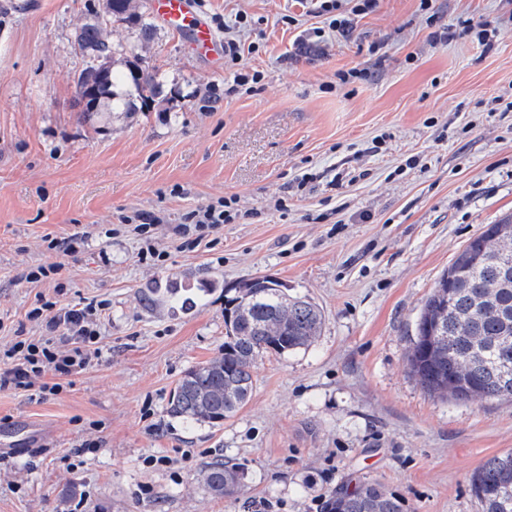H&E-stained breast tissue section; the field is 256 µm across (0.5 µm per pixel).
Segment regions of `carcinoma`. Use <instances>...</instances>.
<instances>
[{
	"instance_id": "cac0c4a2",
	"label": "carcinoma",
	"mask_w": 512,
	"mask_h": 512,
	"mask_svg": "<svg viewBox=\"0 0 512 512\" xmlns=\"http://www.w3.org/2000/svg\"><path fill=\"white\" fill-rule=\"evenodd\" d=\"M114 22L138 26L148 41L156 29L149 12H134L131 0H106L102 20L77 35L79 49L89 58L74 78L82 112H96L111 87L132 82L133 90L112 107L127 112L162 93L157 74L131 65L114 75L117 49L103 36ZM512 216L473 237L452 259L426 299L410 352L413 374L430 394L455 401L512 399V278L505 279L504 262L512 264ZM323 316L305 296L290 293L283 282L256 277L224 286V350L184 372L171 394L167 413L189 425L224 422L247 402L253 390V370L265 353L285 355L312 345L320 335ZM208 490L231 494L242 473L220 461L201 470ZM471 487L484 512H512V452L494 456L471 476ZM326 512H404L402 500L380 484L358 480L330 496Z\"/></svg>"
}]
</instances>
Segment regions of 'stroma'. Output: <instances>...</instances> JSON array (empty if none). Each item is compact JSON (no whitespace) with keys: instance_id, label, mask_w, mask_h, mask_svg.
Segmentation results:
<instances>
[{"instance_id":"obj_1","label":"stroma","mask_w":512,"mask_h":512,"mask_svg":"<svg viewBox=\"0 0 512 512\" xmlns=\"http://www.w3.org/2000/svg\"><path fill=\"white\" fill-rule=\"evenodd\" d=\"M101 2L0 0V352L42 336L27 313L55 282L61 305L107 304L99 357L61 393L0 391V435L23 421L47 437L0 452V512H323L351 477L407 512H482L469 478L512 450V401L431 396L409 354L454 255L512 214V0H435L444 43L419 0H379L352 36L321 41L295 0H201L219 37L256 52L213 73L158 29L145 65L161 97L134 112L105 98L86 116L76 35ZM466 19L495 23L491 46L463 34ZM353 69L364 78L340 83ZM237 70L264 77L236 87ZM231 196L257 217L179 249L170 225ZM135 211L162 217L164 264L122 230ZM78 227V254L49 249ZM49 264L57 280L26 281ZM259 275L315 302L320 336L259 358L223 424L171 417L184 372L224 347L225 284ZM216 459L244 471L234 496L202 482Z\"/></svg>"}]
</instances>
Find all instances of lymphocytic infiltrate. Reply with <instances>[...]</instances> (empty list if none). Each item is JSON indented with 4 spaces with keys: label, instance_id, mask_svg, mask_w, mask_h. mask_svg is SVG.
<instances>
[{
    "label": "lymphocytic infiltrate",
    "instance_id": "f902f5d3",
    "mask_svg": "<svg viewBox=\"0 0 512 512\" xmlns=\"http://www.w3.org/2000/svg\"><path fill=\"white\" fill-rule=\"evenodd\" d=\"M315 16L325 17L326 27L314 28L315 37L331 30L349 36L356 17L375 10L378 0H310ZM240 215L235 198H224L192 210L184 223L174 225L172 233L181 248L196 247L204 235L217 232L222 225ZM105 303L82 307L58 306L55 300L40 298L27 317L44 328L39 338L14 342L0 356V390L37 389L42 395L59 394L66 380L91 365L100 348L99 323Z\"/></svg>",
    "mask_w": 512,
    "mask_h": 512
}]
</instances>
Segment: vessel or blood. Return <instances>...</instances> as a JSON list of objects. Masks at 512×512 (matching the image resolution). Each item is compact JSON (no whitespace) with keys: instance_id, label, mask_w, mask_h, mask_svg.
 I'll return each instance as SVG.
<instances>
[{"instance_id":"b4317fda","label":"vessel or blood","mask_w":512,"mask_h":512,"mask_svg":"<svg viewBox=\"0 0 512 512\" xmlns=\"http://www.w3.org/2000/svg\"><path fill=\"white\" fill-rule=\"evenodd\" d=\"M155 19L180 35L190 54L214 72L224 68V45L194 0H148Z\"/></svg>"}]
</instances>
